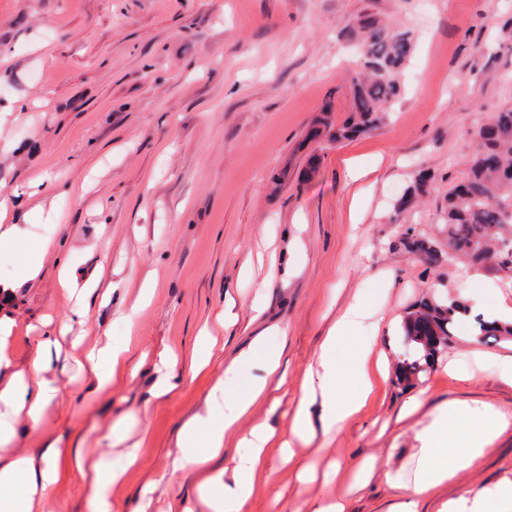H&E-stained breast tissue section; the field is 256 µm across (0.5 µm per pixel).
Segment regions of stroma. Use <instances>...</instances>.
<instances>
[{
    "instance_id": "1",
    "label": "stroma",
    "mask_w": 512,
    "mask_h": 512,
    "mask_svg": "<svg viewBox=\"0 0 512 512\" xmlns=\"http://www.w3.org/2000/svg\"><path fill=\"white\" fill-rule=\"evenodd\" d=\"M366 14L413 35L401 92L383 121L333 140L347 119L352 80L364 68L356 20ZM26 111H14L17 101ZM512 106V0H0V189L17 238L0 240V320L13 322L8 354L28 369L37 343L60 339L48 361L58 397L39 426L19 423L14 448L54 444L61 471L49 512H90L74 452L122 430L150 440L124 482L115 512H132L145 487L155 505L193 493L172 469L182 424L201 411L232 358L272 326L284 329L278 406L259 403L239 426L288 432L305 371L326 333L353 302L367 319L388 374L364 408L336 433L317 435L275 470L248 512H313L326 497L344 512H388L405 495L422 433L448 402L494 409L502 425L475 465L421 503L441 502L512 479V379L480 366L512 360V341L472 336L456 319L448 346L411 381L396 377L408 350L400 325L424 296L468 307H512V275L445 261L448 190L467 178L479 127ZM366 173L352 180L348 163ZM419 202L398 201L418 172ZM40 175L48 193L31 195ZM428 240L439 262L406 249L405 234ZM55 251L27 277L16 259L43 242ZM100 276L110 302L88 299L73 335L86 346H128L129 375L111 392L89 385L68 357L60 324L70 313L61 269ZM263 313L254 316L253 304ZM206 354L200 330L224 308ZM177 358L175 389L156 397L160 357ZM210 363L193 374L194 357ZM421 395L409 417L401 410ZM373 466L367 485L361 470Z\"/></svg>"
}]
</instances>
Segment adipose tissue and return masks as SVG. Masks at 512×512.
Listing matches in <instances>:
<instances>
[{"label":"adipose tissue","mask_w":512,"mask_h":512,"mask_svg":"<svg viewBox=\"0 0 512 512\" xmlns=\"http://www.w3.org/2000/svg\"><path fill=\"white\" fill-rule=\"evenodd\" d=\"M364 318V310L355 303L329 329L317 362L309 367L301 383L288 434L281 441L282 463L292 459L294 443L313 440L314 422H321L326 432L339 429L374 392L377 371L370 360L375 341L359 333ZM10 333V326L0 327V368L9 370L8 376L0 378V512H48L60 477L52 461L53 447L34 456L16 452L10 444L17 423L24 421L34 427L40 424L59 389L44 375V349H37L29 370L10 371ZM284 335L278 327L259 335L247 351L226 365L224 379L211 389L204 411L184 422L173 468L193 476L195 492L190 497L172 499L166 512H246L256 486L271 478L264 448L272 434L261 423L245 439L248 452L238 457L233 469H219L215 463L223 458L225 443L240 420L259 401L267 399L269 380L278 369L280 357L269 339ZM125 352V347L107 340L99 349L85 353L83 360L93 374L97 391L108 392L126 377ZM347 372L353 377L354 387L345 395L339 390V382ZM499 426L493 410L474 414L461 404L444 406L425 431V446L419 451L407 494L394 504L393 512H417L420 498L471 469ZM119 455L122 462L118 465L82 453L75 456L91 512H112L110 491L135 463L137 450L123 448ZM438 512H512V480L445 501Z\"/></svg>","instance_id":"ef3b65f1"}]
</instances>
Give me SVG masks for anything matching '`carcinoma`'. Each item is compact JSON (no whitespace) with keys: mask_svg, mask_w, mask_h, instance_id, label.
I'll use <instances>...</instances> for the list:
<instances>
[{"mask_svg":"<svg viewBox=\"0 0 512 512\" xmlns=\"http://www.w3.org/2000/svg\"><path fill=\"white\" fill-rule=\"evenodd\" d=\"M358 26L363 33L364 71L353 80V115L338 131L344 138L382 121L384 106L399 95L398 75L413 52V37L407 30L382 25L372 16L361 18ZM427 182L428 175H419L400 206L406 208L424 194ZM447 224L448 259L465 258L512 273V109L494 114L480 127L468 177L448 191ZM403 243L439 260L424 239L406 237ZM461 309L458 299L423 298L413 305L403 320L410 351L398 365L399 381H411L424 370L421 360L434 359L449 343L455 314ZM478 324L483 340L512 336L511 324L499 326L481 319Z\"/></svg>","mask_w":512,"mask_h":512,"instance_id":"carcinoma-1","label":"carcinoma"}]
</instances>
